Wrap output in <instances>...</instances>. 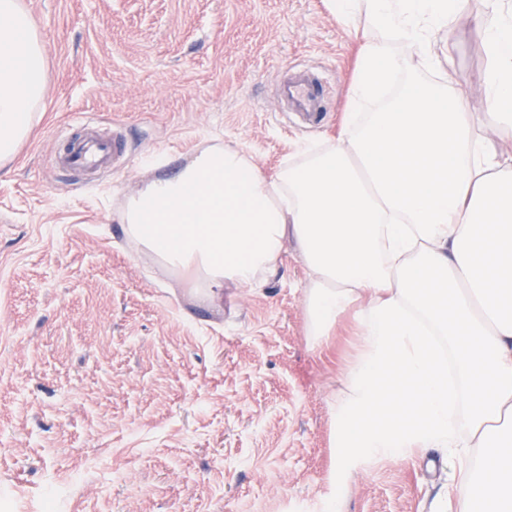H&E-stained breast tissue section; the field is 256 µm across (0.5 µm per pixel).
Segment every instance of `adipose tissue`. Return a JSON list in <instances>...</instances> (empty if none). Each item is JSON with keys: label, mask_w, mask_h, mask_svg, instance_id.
Returning <instances> with one entry per match:
<instances>
[{"label": "adipose tissue", "mask_w": 512, "mask_h": 512, "mask_svg": "<svg viewBox=\"0 0 512 512\" xmlns=\"http://www.w3.org/2000/svg\"><path fill=\"white\" fill-rule=\"evenodd\" d=\"M455 0H367L335 141L268 176L222 143L126 197L129 243L206 296L257 287L294 250L308 334L352 314L355 354L332 409L336 473L443 448L448 512H512V150L478 132L448 79ZM478 37L490 124L512 130V0ZM433 73L422 81L420 73ZM47 47L23 0H0V169L41 118ZM405 87L386 101L397 74Z\"/></svg>", "instance_id": "adipose-tissue-1"}]
</instances>
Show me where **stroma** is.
<instances>
[{
    "label": "stroma",
    "mask_w": 512,
    "mask_h": 512,
    "mask_svg": "<svg viewBox=\"0 0 512 512\" xmlns=\"http://www.w3.org/2000/svg\"><path fill=\"white\" fill-rule=\"evenodd\" d=\"M48 52L43 116L0 173V512H442L438 448L334 476L331 412L351 326L312 346L307 272L223 298L130 249L117 213L150 172L220 142L267 173L335 138L358 54L328 0H25ZM488 0H458L448 71L484 123ZM329 81L327 126L286 128L289 67ZM82 114L123 127L91 186L51 164Z\"/></svg>",
    "instance_id": "35a3bbf8"
}]
</instances>
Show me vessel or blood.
<instances>
[{"instance_id":"b4317fda","label":"vessel or blood","mask_w":512,"mask_h":512,"mask_svg":"<svg viewBox=\"0 0 512 512\" xmlns=\"http://www.w3.org/2000/svg\"><path fill=\"white\" fill-rule=\"evenodd\" d=\"M278 96L287 103L288 114L297 125L314 127L327 118L328 81L319 72L290 68L279 84ZM61 138L65 148L55 163L73 171L101 174L115 168L127 152L126 138L117 126L106 137L100 134L98 124L75 118Z\"/></svg>"}]
</instances>
